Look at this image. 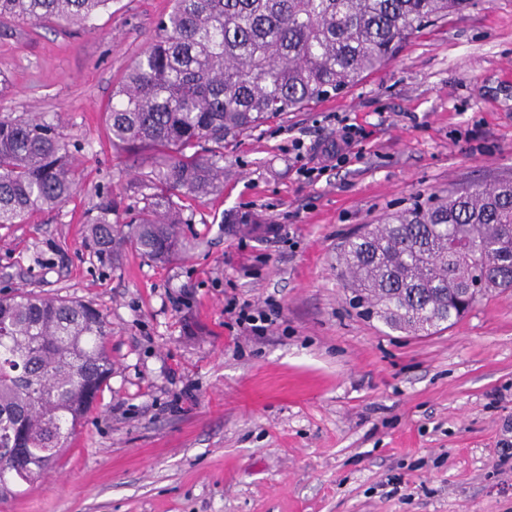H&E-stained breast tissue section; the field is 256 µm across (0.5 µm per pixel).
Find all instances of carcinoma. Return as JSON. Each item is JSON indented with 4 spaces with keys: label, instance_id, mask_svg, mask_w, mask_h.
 Wrapping results in <instances>:
<instances>
[{
    "label": "carcinoma",
    "instance_id": "cac0c4a2",
    "mask_svg": "<svg viewBox=\"0 0 512 512\" xmlns=\"http://www.w3.org/2000/svg\"><path fill=\"white\" fill-rule=\"evenodd\" d=\"M112 0H0V19L86 25ZM470 0H174L156 39L112 92V146L152 154L153 193L130 238L144 256L186 249L176 195L224 184V147L385 66L420 29ZM75 157L39 116L0 117V225L75 194ZM98 254L124 240L104 197L89 218ZM336 269L384 325L428 335L492 289H512V182L392 213L341 245ZM96 308L0 297V497L53 468L112 372Z\"/></svg>",
    "mask_w": 512,
    "mask_h": 512
}]
</instances>
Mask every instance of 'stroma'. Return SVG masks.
I'll return each mask as SVG.
<instances>
[{
    "label": "stroma",
    "mask_w": 512,
    "mask_h": 512,
    "mask_svg": "<svg viewBox=\"0 0 512 512\" xmlns=\"http://www.w3.org/2000/svg\"><path fill=\"white\" fill-rule=\"evenodd\" d=\"M172 5L0 21V116H42L80 147L76 196L0 227V289L112 325L97 405L0 512H512V289L413 336L352 305L336 270L364 225L512 180V0H472L342 94L244 134L220 191L177 200L185 252L126 244L104 262L88 213L108 192L130 223L151 169L113 149L104 112ZM349 120L365 138L315 173ZM232 297L274 310L263 335L225 314Z\"/></svg>",
    "instance_id": "1"
}]
</instances>
